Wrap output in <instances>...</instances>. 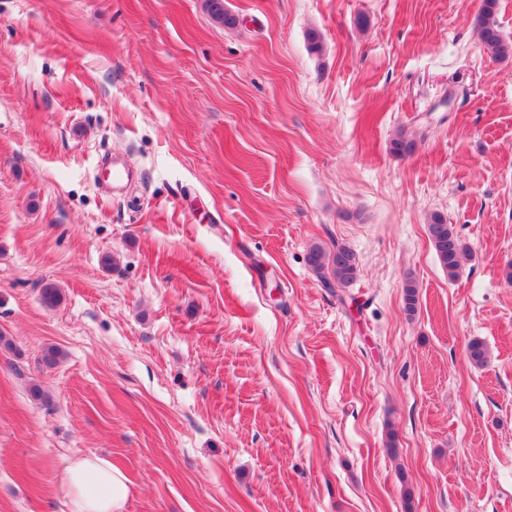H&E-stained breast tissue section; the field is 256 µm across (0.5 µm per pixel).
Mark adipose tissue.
I'll use <instances>...</instances> for the list:
<instances>
[{
    "instance_id": "adipose-tissue-1",
    "label": "adipose tissue",
    "mask_w": 512,
    "mask_h": 512,
    "mask_svg": "<svg viewBox=\"0 0 512 512\" xmlns=\"http://www.w3.org/2000/svg\"><path fill=\"white\" fill-rule=\"evenodd\" d=\"M61 479L68 491L70 512H121L129 493L125 476L101 456L68 460Z\"/></svg>"
}]
</instances>
